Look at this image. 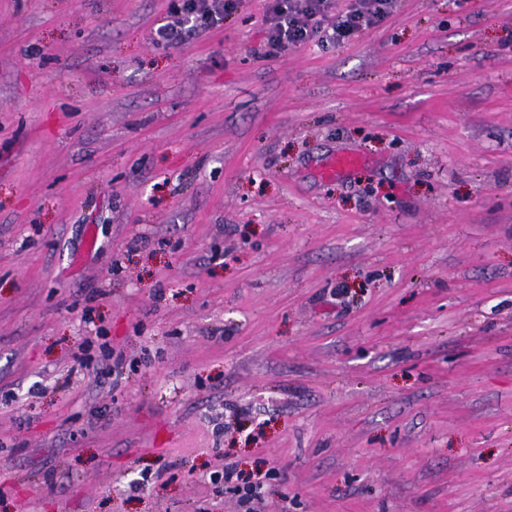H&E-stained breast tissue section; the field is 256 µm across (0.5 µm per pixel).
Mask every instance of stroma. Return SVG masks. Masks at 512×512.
<instances>
[{
  "label": "stroma",
  "instance_id": "stroma-1",
  "mask_svg": "<svg viewBox=\"0 0 512 512\" xmlns=\"http://www.w3.org/2000/svg\"><path fill=\"white\" fill-rule=\"evenodd\" d=\"M266 6L0 0V512H512V0ZM237 6L236 0H172L170 13L174 19L155 29L158 41L180 44L186 39L185 24L213 27L224 21V17ZM391 0H350L342 11L335 0H269L265 25L267 45L274 54L317 39L341 44L380 24Z\"/></svg>",
  "mask_w": 512,
  "mask_h": 512
}]
</instances>
